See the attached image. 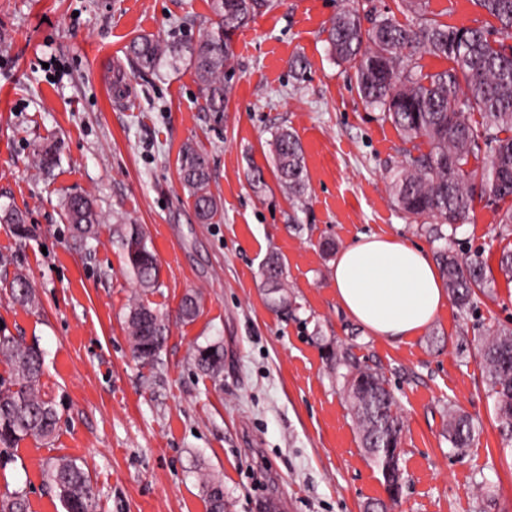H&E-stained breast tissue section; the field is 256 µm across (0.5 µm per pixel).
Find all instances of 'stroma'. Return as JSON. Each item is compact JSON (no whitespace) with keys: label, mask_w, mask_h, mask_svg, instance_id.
Listing matches in <instances>:
<instances>
[{"label":"stroma","mask_w":512,"mask_h":512,"mask_svg":"<svg viewBox=\"0 0 512 512\" xmlns=\"http://www.w3.org/2000/svg\"><path fill=\"white\" fill-rule=\"evenodd\" d=\"M345 0H287L233 37L236 68L223 117L200 111L187 58L138 71L126 56L136 35L175 31L196 42L208 0H0V210L27 213L20 238L0 223V325L45 353L44 398L60 420L50 443L0 448V497L24 492L29 512H63L42 482L46 466L76 460L94 486L96 512H207L200 476L224 486V512H364L384 498L379 470L360 444L329 352L379 371L404 421L396 512H512V441L498 430L495 398L477 355L487 328L512 326V283L447 303L417 337L370 335L336 300V250L362 234H388L435 254L389 193V175L409 143L367 108L353 69L330 54L326 30ZM438 20L475 27L473 0H429ZM308 62L295 76L288 62ZM281 127L299 138L308 174L296 207L273 173L268 143ZM53 141L51 177L31 167L35 145ZM207 154L218 223H198L178 178L185 142ZM264 175L255 187V171ZM92 194L98 239L76 242L61 198ZM145 225L161 266L154 307L176 315L201 295L193 321L175 322L157 368L131 353L124 315L139 289L111 243L113 224ZM477 206L448 234L459 253L497 266L512 238ZM334 252H323V242ZM278 253L294 304L265 301L263 265ZM33 283L37 307L12 304L5 283ZM224 350L212 381L193 361L197 347ZM473 421L458 449L447 413Z\"/></svg>","instance_id":"35a3bbf8"}]
</instances>
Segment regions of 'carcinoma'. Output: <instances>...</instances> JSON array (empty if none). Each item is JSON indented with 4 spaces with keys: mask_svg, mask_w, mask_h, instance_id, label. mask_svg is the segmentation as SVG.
Segmentation results:
<instances>
[{
    "mask_svg": "<svg viewBox=\"0 0 512 512\" xmlns=\"http://www.w3.org/2000/svg\"><path fill=\"white\" fill-rule=\"evenodd\" d=\"M474 2L496 24L456 28L428 16L426 0H400L402 10L415 16V22L401 24L379 13L367 0H346L328 29L330 54L354 68L364 105L382 112L405 140L427 143V150L408 155L398 166L390 193L405 213L430 220L422 228L436 239L444 238L443 226L463 222L477 201L497 213L500 236H512V43H506L512 40V0ZM274 6L273 0H210L209 27L197 42L185 46L165 37L141 35L129 42L127 52L136 69L149 71L163 57L187 52L203 100L199 111L221 115L235 69L233 36ZM364 18L371 24L366 30ZM425 55L444 58L451 67L424 73L418 59ZM269 147L281 187L303 204L308 177L298 138L281 128ZM59 161L58 148L52 143L33 149L32 165L44 177L51 175ZM177 171L197 220L212 224L220 219L222 207L211 190L206 155L191 143L183 144ZM63 212L79 241L96 237L100 214L90 195L66 196ZM0 221L20 237L28 235L21 210H4ZM112 244L122 252L128 272L143 292L160 287V264L143 225H112ZM436 261L449 295L462 310L469 308L476 292L484 293L495 284L492 269L478 257L460 256L445 247L437 252ZM263 276L268 305L276 311L288 310L290 294L276 255L268 257ZM5 288L15 303L35 306L33 288L24 275H16ZM199 308L198 295H185L181 319L193 320ZM125 328L134 357L145 366L157 367L170 331L168 316L139 295L128 306ZM478 353L495 396L500 433L512 440V327L488 332ZM194 360L198 370L211 378L224 372L219 345L198 347ZM0 363L7 366L0 375V446L12 448L29 437L51 439L59 414L40 394L42 351L3 332ZM345 378L362 448L381 475L389 468L399 470L397 449L404 423L384 378L356 365L350 366ZM473 432L468 416L448 414V436L455 447L467 446ZM43 481L56 492L64 512H94L92 480L76 462H53L43 471ZM203 489L209 512H224L222 484L205 480ZM0 512H28L26 496L16 492L0 499Z\"/></svg>",
    "mask_w": 512,
    "mask_h": 512,
    "instance_id": "carcinoma-1",
    "label": "carcinoma"
}]
</instances>
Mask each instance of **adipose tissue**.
I'll return each instance as SVG.
<instances>
[{
    "label": "adipose tissue",
    "instance_id": "1",
    "mask_svg": "<svg viewBox=\"0 0 512 512\" xmlns=\"http://www.w3.org/2000/svg\"><path fill=\"white\" fill-rule=\"evenodd\" d=\"M336 299L373 336H418L446 305L439 272L419 244L395 236L362 235L333 264Z\"/></svg>",
    "mask_w": 512,
    "mask_h": 512
}]
</instances>
